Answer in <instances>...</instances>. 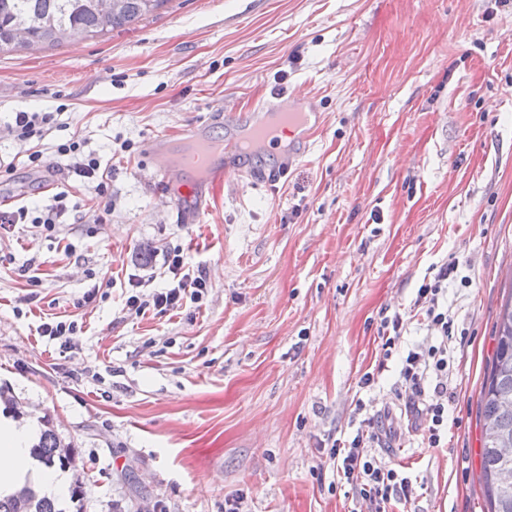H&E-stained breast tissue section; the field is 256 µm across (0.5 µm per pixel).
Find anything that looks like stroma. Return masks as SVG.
I'll list each match as a JSON object with an SVG mask.
<instances>
[{"label":"stroma","mask_w":512,"mask_h":512,"mask_svg":"<svg viewBox=\"0 0 512 512\" xmlns=\"http://www.w3.org/2000/svg\"><path fill=\"white\" fill-rule=\"evenodd\" d=\"M275 88L314 98L311 151L272 186L225 169L203 222H177L153 139L198 122L233 145L211 115ZM59 106L67 131L8 136L13 112ZM69 133L111 169V212L71 179L55 232L0 225V386L76 447L66 512H372L330 457L359 402L372 455L413 478L393 512H483L479 395L512 296V0H169L128 30L0 53V198L49 205L27 156ZM174 253L204 268L202 299L129 310L172 282ZM451 259L433 448L399 372L433 338L417 290ZM53 321L73 348L39 335ZM42 336H48L49 339L52 340H61L60 346L68 349L70 348V340L76 331V326L74 323H66L63 321L54 322V323H43L40 326Z\"/></svg>","instance_id":"obj_1"}]
</instances>
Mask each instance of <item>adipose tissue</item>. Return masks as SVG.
Segmentation results:
<instances>
[{
    "instance_id": "obj_1",
    "label": "adipose tissue",
    "mask_w": 512,
    "mask_h": 512,
    "mask_svg": "<svg viewBox=\"0 0 512 512\" xmlns=\"http://www.w3.org/2000/svg\"><path fill=\"white\" fill-rule=\"evenodd\" d=\"M37 433L36 421L21 423L0 413L1 497L25 486L57 499L66 495L69 487L67 476L61 470L45 467L31 455Z\"/></svg>"
}]
</instances>
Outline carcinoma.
Here are the masks:
<instances>
[{
    "label": "carcinoma",
    "instance_id": "1",
    "mask_svg": "<svg viewBox=\"0 0 512 512\" xmlns=\"http://www.w3.org/2000/svg\"><path fill=\"white\" fill-rule=\"evenodd\" d=\"M98 0H0V53L20 47L38 50L58 46L78 32L100 35L129 26L158 13L170 0H117L114 11L103 18ZM496 346L480 393L483 421L481 478L488 505L485 512H512V299L500 311ZM32 454L47 467H77L76 449L61 441L50 417ZM0 512H66L52 498L30 487L0 498Z\"/></svg>",
    "mask_w": 512,
    "mask_h": 512
}]
</instances>
